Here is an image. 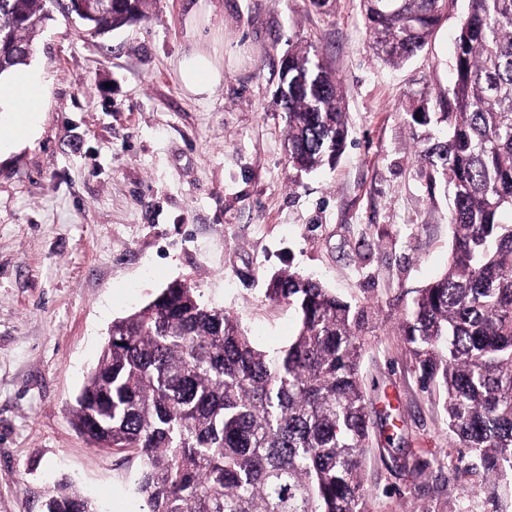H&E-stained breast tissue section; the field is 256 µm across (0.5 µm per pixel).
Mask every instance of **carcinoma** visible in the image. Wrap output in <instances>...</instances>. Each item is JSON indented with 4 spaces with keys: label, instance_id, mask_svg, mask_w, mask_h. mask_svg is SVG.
Here are the masks:
<instances>
[{
    "label": "carcinoma",
    "instance_id": "cac0c4a2",
    "mask_svg": "<svg viewBox=\"0 0 512 512\" xmlns=\"http://www.w3.org/2000/svg\"><path fill=\"white\" fill-rule=\"evenodd\" d=\"M146 2L104 0L84 30L120 29L146 17ZM360 2L377 57L394 65L425 48L454 0ZM57 14L80 17L79 0H0L1 77L28 63ZM278 102L288 163L335 164L348 127L318 53L283 57ZM434 109L443 131L420 159L451 191L454 233L447 269L420 290L400 334L470 473L489 498L512 497V0H469ZM266 297L298 316L272 351L181 281L112 322L69 414L92 445L139 459L147 512H370L369 311L291 271ZM45 512L99 510L62 482Z\"/></svg>",
    "mask_w": 512,
    "mask_h": 512
}]
</instances>
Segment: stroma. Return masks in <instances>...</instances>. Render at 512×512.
Here are the masks:
<instances>
[{"mask_svg":"<svg viewBox=\"0 0 512 512\" xmlns=\"http://www.w3.org/2000/svg\"><path fill=\"white\" fill-rule=\"evenodd\" d=\"M467 7L455 0L398 65L373 54L359 0H149L146 19L96 37L47 24L30 59L46 87L38 130L0 153V512H44L61 480L105 512H146L137 461L91 447L67 415L112 321L184 280L259 347H282L298 317L265 292L288 270L375 311L360 368L370 512H452L460 498L512 512L463 463L414 470L447 448L446 415L398 331L448 260L449 195L417 157L411 112L447 91ZM309 46L336 73L349 135L334 168L300 174L275 92L284 54ZM195 49L224 67L203 96L176 74ZM389 416L402 438L386 452Z\"/></svg>","mask_w":512,"mask_h":512,"instance_id":"35a3bbf8","label":"stroma"}]
</instances>
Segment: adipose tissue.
<instances>
[{"label": "adipose tissue", "instance_id": "adipose-tissue-1", "mask_svg": "<svg viewBox=\"0 0 512 512\" xmlns=\"http://www.w3.org/2000/svg\"><path fill=\"white\" fill-rule=\"evenodd\" d=\"M177 71L183 88L195 95L209 93L224 77L214 59L196 50L179 61ZM43 100L44 83L34 71L19 70L0 83V103L7 107V117L0 121V151L31 138Z\"/></svg>", "mask_w": 512, "mask_h": 512}]
</instances>
